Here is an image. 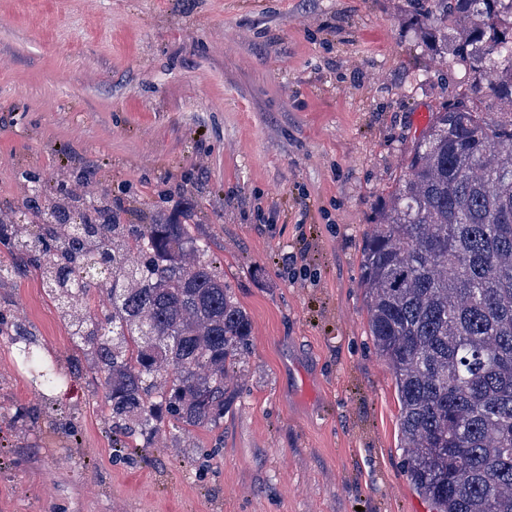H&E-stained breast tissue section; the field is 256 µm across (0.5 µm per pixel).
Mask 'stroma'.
<instances>
[{
	"instance_id": "35a3bbf8",
	"label": "stroma",
	"mask_w": 512,
	"mask_h": 512,
	"mask_svg": "<svg viewBox=\"0 0 512 512\" xmlns=\"http://www.w3.org/2000/svg\"><path fill=\"white\" fill-rule=\"evenodd\" d=\"M457 81L405 0H0V209L89 169L124 223L197 225L252 321L220 426L118 458L99 376L0 246V313L67 378L44 407L0 336V512H432L360 262Z\"/></svg>"
}]
</instances>
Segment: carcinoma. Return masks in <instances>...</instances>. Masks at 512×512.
Listing matches in <instances>:
<instances>
[{"label": "carcinoma", "mask_w": 512, "mask_h": 512, "mask_svg": "<svg viewBox=\"0 0 512 512\" xmlns=\"http://www.w3.org/2000/svg\"><path fill=\"white\" fill-rule=\"evenodd\" d=\"M458 90L432 112L376 211L362 252L372 342L394 378L409 482L436 512H512V0H407ZM70 173L0 220V244L35 263L68 334L91 349L112 449L161 424L214 428L252 322L193 224L122 223ZM104 294L101 314L75 302ZM18 357L49 389L55 368Z\"/></svg>", "instance_id": "carcinoma-1"}]
</instances>
